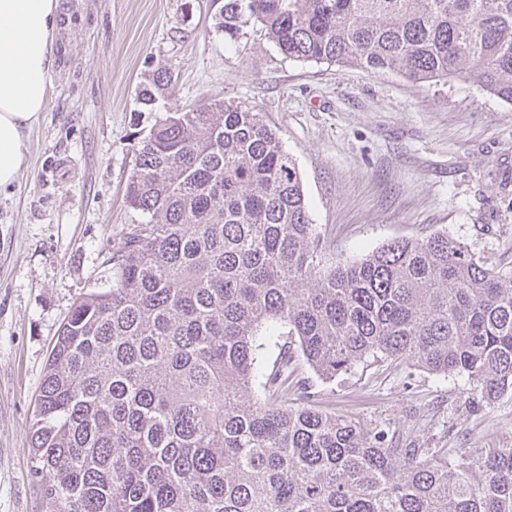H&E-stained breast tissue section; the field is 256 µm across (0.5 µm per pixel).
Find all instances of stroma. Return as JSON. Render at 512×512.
Masks as SVG:
<instances>
[{
  "instance_id": "obj_1",
  "label": "stroma",
  "mask_w": 512,
  "mask_h": 512,
  "mask_svg": "<svg viewBox=\"0 0 512 512\" xmlns=\"http://www.w3.org/2000/svg\"><path fill=\"white\" fill-rule=\"evenodd\" d=\"M212 0H61L47 106L19 180L0 190V512H42L29 423L59 327L105 287L137 212L125 202L133 144L168 112L214 97L262 112L293 156L323 258L358 260L396 237L448 233L512 270V104L469 82L285 58L260 28L218 29ZM175 78L140 111L148 65ZM324 411L399 422L428 448L512 447V398L406 363L324 381Z\"/></svg>"
}]
</instances>
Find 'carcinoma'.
Here are the masks:
<instances>
[{"mask_svg":"<svg viewBox=\"0 0 512 512\" xmlns=\"http://www.w3.org/2000/svg\"><path fill=\"white\" fill-rule=\"evenodd\" d=\"M280 53L470 80L512 104V0H224ZM172 87L145 71L140 111ZM142 220L62 322L30 427L43 512H512V448L450 457L322 411L300 377L410 362L512 396V272L446 233L324 268L296 163L253 107L159 119L125 188Z\"/></svg>","mask_w":512,"mask_h":512,"instance_id":"cac0c4a2","label":"carcinoma"}]
</instances>
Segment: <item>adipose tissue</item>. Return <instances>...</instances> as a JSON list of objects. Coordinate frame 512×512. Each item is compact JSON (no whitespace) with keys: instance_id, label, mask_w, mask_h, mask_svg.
Wrapping results in <instances>:
<instances>
[{"instance_id":"adipose-tissue-1","label":"adipose tissue","mask_w":512,"mask_h":512,"mask_svg":"<svg viewBox=\"0 0 512 512\" xmlns=\"http://www.w3.org/2000/svg\"><path fill=\"white\" fill-rule=\"evenodd\" d=\"M58 30L59 0H0V188L18 181L25 134L46 108Z\"/></svg>"}]
</instances>
